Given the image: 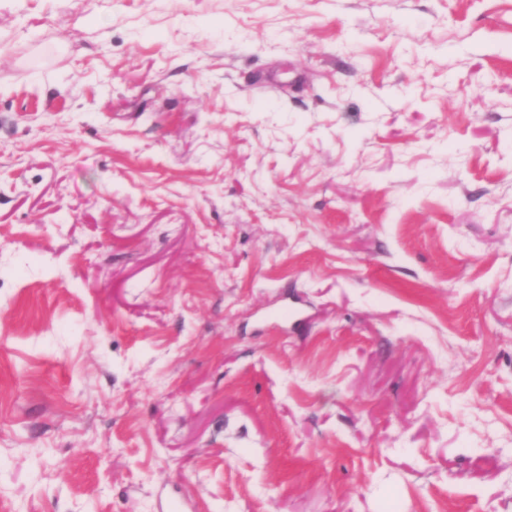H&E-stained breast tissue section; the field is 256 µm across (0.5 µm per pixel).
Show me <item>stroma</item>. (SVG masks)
I'll return each mask as SVG.
<instances>
[{
  "label": "stroma",
  "instance_id": "1",
  "mask_svg": "<svg viewBox=\"0 0 512 512\" xmlns=\"http://www.w3.org/2000/svg\"><path fill=\"white\" fill-rule=\"evenodd\" d=\"M512 512V0H0V512Z\"/></svg>",
  "mask_w": 512,
  "mask_h": 512
}]
</instances>
